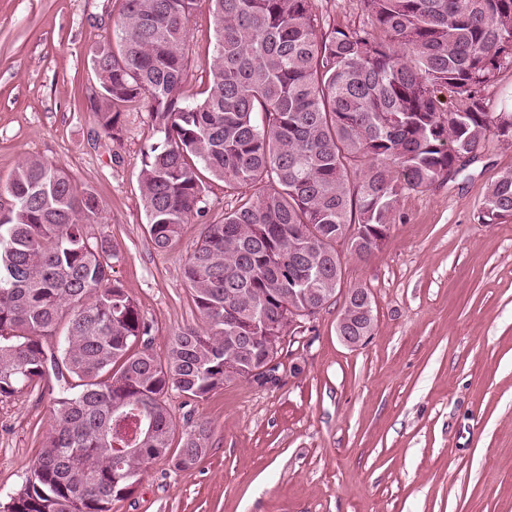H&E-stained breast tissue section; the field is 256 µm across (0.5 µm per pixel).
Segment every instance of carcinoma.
Instances as JSON below:
<instances>
[{
    "mask_svg": "<svg viewBox=\"0 0 512 512\" xmlns=\"http://www.w3.org/2000/svg\"><path fill=\"white\" fill-rule=\"evenodd\" d=\"M123 2L114 37L89 51L92 71L108 73L93 109L116 138L124 112L148 108L159 134L138 174L148 233L165 252L182 225H203L183 267L200 322L155 355L151 324L112 278L116 250L89 233L97 196L24 160L0 206V401L51 376L56 388L4 512H112L153 461L194 467L211 430L172 448L169 391L200 401L275 381L280 364L258 372L268 350L336 303L341 237L353 231L349 255L370 257L403 221L405 192L456 178L493 142L512 147V105L488 107L512 67V0H359L362 20L344 27L313 0H208L216 49L195 101L182 88L199 0ZM203 170L240 195L217 222ZM482 209L488 224L512 217V169L492 177ZM364 307H343L337 328Z\"/></svg>",
    "mask_w": 512,
    "mask_h": 512,
    "instance_id": "obj_1",
    "label": "carcinoma"
}]
</instances>
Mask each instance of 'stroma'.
<instances>
[{
	"label": "stroma",
	"instance_id": "stroma-1",
	"mask_svg": "<svg viewBox=\"0 0 512 512\" xmlns=\"http://www.w3.org/2000/svg\"><path fill=\"white\" fill-rule=\"evenodd\" d=\"M123 0H0V202L14 169L37 157L97 195L92 236L119 258L112 277L153 326L151 350L198 313L183 276L202 224L156 251L137 176L156 135L146 107L119 139L99 126L90 48L111 36ZM187 95L215 50L200 0L190 22ZM512 148L495 147L455 180L400 199L369 259L347 258L342 289L369 288L376 327L350 347L340 311L283 343L277 382H234L192 402L169 392L177 430L204 423L209 453L188 471L154 461L112 512H512V218L481 203ZM51 383L0 402V505L24 483L48 427Z\"/></svg>",
	"mask_w": 512,
	"mask_h": 512
}]
</instances>
